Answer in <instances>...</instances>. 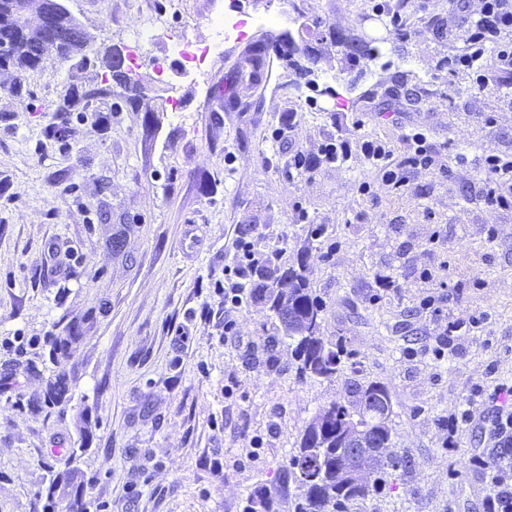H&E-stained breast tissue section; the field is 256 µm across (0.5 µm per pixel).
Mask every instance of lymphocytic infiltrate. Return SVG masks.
<instances>
[{
	"instance_id": "1",
	"label": "lymphocytic infiltrate",
	"mask_w": 512,
	"mask_h": 512,
	"mask_svg": "<svg viewBox=\"0 0 512 512\" xmlns=\"http://www.w3.org/2000/svg\"><path fill=\"white\" fill-rule=\"evenodd\" d=\"M448 31L462 43L461 50L448 57L449 73L469 74L473 88L481 92L493 87L497 75H512V0H481L476 11L471 10L470 0H448ZM404 142L405 151L397 155L382 141L365 139L355 146L350 140L334 138L323 144L320 158L340 164L353 150H360L380 173L382 184L396 194L407 189L415 172L447 174L438 151L421 129H411ZM484 202L497 207L512 204L511 156H486ZM232 247V263L226 268L232 282L224 291V300L237 308L247 299V288L259 273L278 268L281 251H260L257 238L247 235L237 236ZM474 395L487 397L493 405L488 428L493 456L487 462L477 453L471 457L487 469L484 512H512V385L502 383L489 392L479 385Z\"/></svg>"
}]
</instances>
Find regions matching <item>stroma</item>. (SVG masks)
Segmentation results:
<instances>
[{
	"label": "stroma",
	"instance_id": "stroma-1",
	"mask_svg": "<svg viewBox=\"0 0 512 512\" xmlns=\"http://www.w3.org/2000/svg\"><path fill=\"white\" fill-rule=\"evenodd\" d=\"M283 1L240 0L279 15L253 80L241 65L257 37L225 44L199 79L164 34L144 45L137 88L105 80V51L128 53L133 19L167 0H64L86 58L0 68V512H42L69 467L89 512H244L262 487L276 489L275 512H294L283 470L353 380L388 389L392 448L409 466L346 512H483L486 474L469 462L481 434L463 428L446 449L438 421L475 386L512 383V206L483 199L486 155L512 157V76L480 94L440 68L460 48L440 23L448 0L411 12L406 40L371 0ZM225 2L180 0L170 26L210 44ZM355 36L372 60L347 56ZM105 85L57 119L59 102ZM285 114L293 130L274 141ZM413 127L449 173H414L400 194L357 151L309 173L292 165L334 137L400 151ZM243 232L278 244L281 267L304 261L324 336L353 354L335 377L299 376L284 341L266 368L279 323L263 303L233 310L239 333L225 335L224 268ZM430 294L439 313L421 306ZM479 313L457 353L425 357L441 325ZM75 325L79 340L54 353ZM60 377L68 392L48 405Z\"/></svg>",
	"mask_w": 512,
	"mask_h": 512
}]
</instances>
